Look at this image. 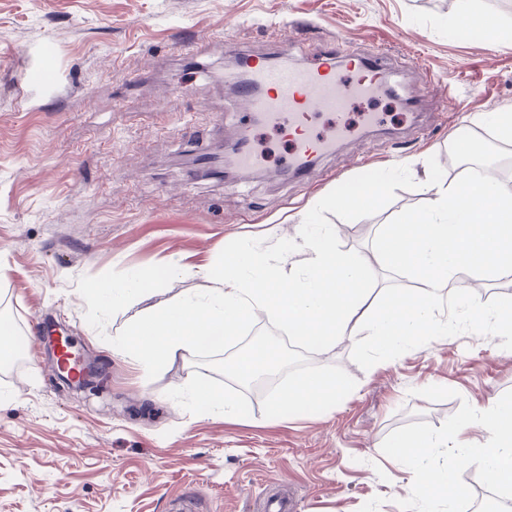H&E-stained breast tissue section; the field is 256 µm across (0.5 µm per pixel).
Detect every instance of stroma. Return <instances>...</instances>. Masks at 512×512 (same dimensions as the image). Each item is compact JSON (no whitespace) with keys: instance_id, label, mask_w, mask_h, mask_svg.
<instances>
[{"instance_id":"35a3bbf8","label":"stroma","mask_w":512,"mask_h":512,"mask_svg":"<svg viewBox=\"0 0 512 512\" xmlns=\"http://www.w3.org/2000/svg\"><path fill=\"white\" fill-rule=\"evenodd\" d=\"M288 39L301 65L334 42L382 49L419 88V108L404 111L389 94L358 102L354 113H389L390 126L337 141L290 180L275 163L287 141L263 128L270 161L239 171L238 192H225V180L204 175L187 148L216 152L241 133L235 60L276 59ZM46 44L60 71L49 91L25 83ZM508 110L512 45L490 46L459 18L457 0H0V310L24 337L50 317L110 377L108 394L88 398L59 385L34 350L0 362V512H262L272 485L296 512H401L413 474L383 455V441L410 423L441 427L462 403L477 408L511 391L512 351L498 338L447 337L367 370L344 341L316 362L342 367L353 392L325 413L272 419L193 354L151 380L106 338L157 302L204 291L197 269L230 241L296 238L333 188L405 165L415 188L396 189L372 216L332 221L342 251L375 264L382 225L427 203L428 158L455 179L459 137L485 143L512 186V142L479 121ZM172 260L184 275L104 331L86 322L78 278ZM191 377L234 398L238 416L200 408ZM429 385L456 395L416 396Z\"/></svg>"}]
</instances>
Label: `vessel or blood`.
Here are the masks:
<instances>
[{"label": "vessel or blood", "mask_w": 512, "mask_h": 512, "mask_svg": "<svg viewBox=\"0 0 512 512\" xmlns=\"http://www.w3.org/2000/svg\"><path fill=\"white\" fill-rule=\"evenodd\" d=\"M390 75L384 53H328L301 67L282 56L278 62L254 61L242 99L250 116L276 128L290 144L288 171L305 169L314 155L353 133L345 115L360 99L381 93ZM266 148L258 136L241 144L237 161L244 166L264 162Z\"/></svg>", "instance_id": "b4317fda"}]
</instances>
